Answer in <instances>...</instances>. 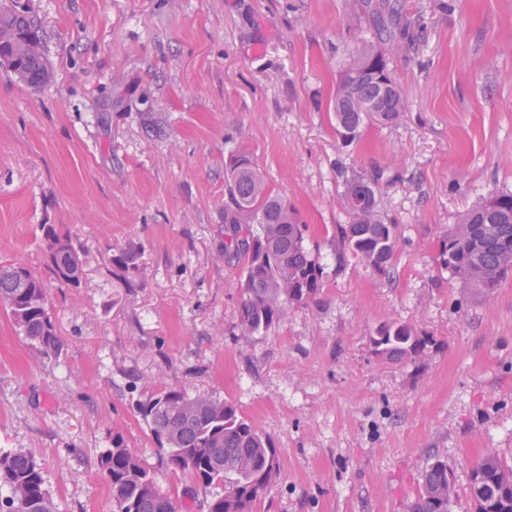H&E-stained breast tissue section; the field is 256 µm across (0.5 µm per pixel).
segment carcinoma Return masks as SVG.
Listing matches in <instances>:
<instances>
[{
  "label": "carcinoma",
  "mask_w": 512,
  "mask_h": 512,
  "mask_svg": "<svg viewBox=\"0 0 512 512\" xmlns=\"http://www.w3.org/2000/svg\"><path fill=\"white\" fill-rule=\"evenodd\" d=\"M400 7L399 0L366 3L376 23V38L399 39L407 50L411 42L397 37L385 21ZM360 43L357 57L336 84V134L344 143L361 137L367 115L391 122L406 106L389 74L358 67L360 61L371 63L378 57L366 40ZM1 61L22 74L31 87L47 81L49 67L33 18L0 11ZM224 182L232 204L224 221L237 225L224 243V257L241 262L245 273L238 324L248 334L268 331L290 308L319 292L323 268L304 247L306 226L297 212L268 188L263 173L247 155L230 161ZM344 198L352 222L338 228L342 247L338 261L344 262L349 253L379 272L387 271L397 231L396 225L384 222L380 215L374 182L364 176L348 178ZM45 235L50 279L78 286L80 245L50 225ZM506 251L512 254V193H494L448 229L439 256L441 264L466 286L490 294L512 274L500 266ZM0 308L44 354L56 350L58 338L42 277L20 263L5 268L0 272ZM430 344V338L406 323L385 324L371 337L374 353L391 362H414ZM140 413L172 465L189 472L204 488L224 484V494L207 501L206 512H253L270 481L280 473L281 460L271 441L230 403L204 393L191 397L164 389L142 403ZM98 467L111 486L113 512H180L177 501L159 490L120 437L113 438L112 447L101 453ZM469 494L474 512H512V467L495 454L485 456L471 471ZM455 496L448 464L435 460L422 472L420 493L411 512H450ZM2 502L11 504L10 512H55L41 469L30 456L18 452H0Z\"/></svg>",
  "instance_id": "cac0c4a2"
}]
</instances>
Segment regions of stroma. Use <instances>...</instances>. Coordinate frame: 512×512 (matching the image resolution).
Returning <instances> with one entry per match:
<instances>
[{
	"label": "stroma",
	"mask_w": 512,
	"mask_h": 512,
	"mask_svg": "<svg viewBox=\"0 0 512 512\" xmlns=\"http://www.w3.org/2000/svg\"><path fill=\"white\" fill-rule=\"evenodd\" d=\"M51 78L0 71V266L46 275L43 227L81 246L78 287L49 283L45 356L0 311V451L41 468L56 512H112L97 460L119 436L177 499L138 405L171 388L234 404L282 462L253 512H409L432 458L472 512L486 455L512 466V276L485 295L439 259L450 227L512 192V0H401L412 52L376 48L405 98L360 140L336 135V82L372 35L365 0H17ZM123 105H113V98ZM248 154L306 224L324 285L265 332L237 322L244 271L224 257V170ZM375 181L398 243L388 272L338 263L346 177ZM137 253L138 270L113 255ZM406 323L426 354L370 339ZM431 344V339L420 336L412 326L393 322L385 324L371 337L374 353L391 362L416 361Z\"/></svg>",
	"instance_id": "stroma-1"
}]
</instances>
